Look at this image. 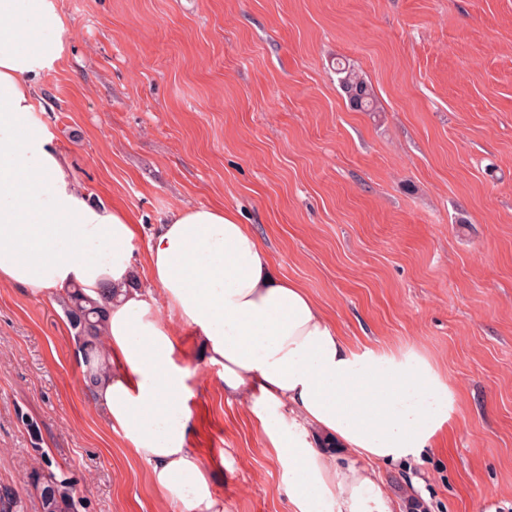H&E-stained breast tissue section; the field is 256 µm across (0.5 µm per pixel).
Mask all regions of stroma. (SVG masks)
Listing matches in <instances>:
<instances>
[{"label":"stroma","instance_id":"1","mask_svg":"<svg viewBox=\"0 0 512 512\" xmlns=\"http://www.w3.org/2000/svg\"><path fill=\"white\" fill-rule=\"evenodd\" d=\"M36 117L95 205L134 222L140 284L169 213L221 206L359 349L416 352L450 432L382 466L393 512H512V0H56ZM372 83L352 109L335 71ZM55 297L0 286V488L40 512V454L86 512H173L93 406ZM190 441L224 512H296L200 336ZM37 422L31 438L28 422ZM336 74L351 107L362 112H379L378 99L372 84L348 62H338Z\"/></svg>","mask_w":512,"mask_h":512}]
</instances>
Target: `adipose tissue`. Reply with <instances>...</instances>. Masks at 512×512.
Segmentation results:
<instances>
[{
  "label": "adipose tissue",
  "instance_id": "obj_1",
  "mask_svg": "<svg viewBox=\"0 0 512 512\" xmlns=\"http://www.w3.org/2000/svg\"><path fill=\"white\" fill-rule=\"evenodd\" d=\"M55 10V0H0V284L58 298L78 285L101 303L106 368L87 369L92 402L180 512L224 503L188 440L177 323L205 337L225 394L250 403L299 512H391L376 466L432 446L454 412L446 381L417 353L354 349L221 208L173 211L150 240L151 285L136 286L127 213L87 202L34 118L40 78L63 48L23 25ZM321 437L349 464L317 446Z\"/></svg>",
  "mask_w": 512,
  "mask_h": 512
}]
</instances>
